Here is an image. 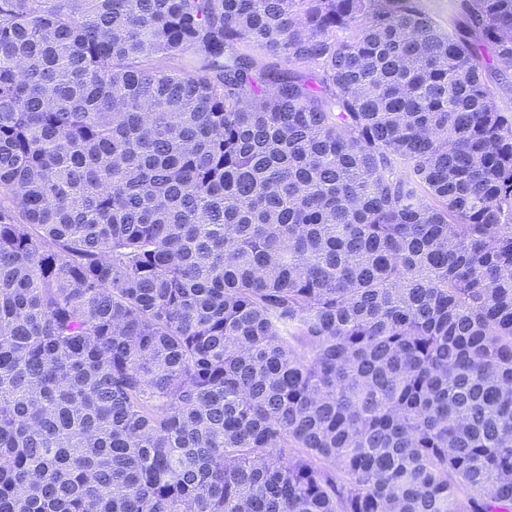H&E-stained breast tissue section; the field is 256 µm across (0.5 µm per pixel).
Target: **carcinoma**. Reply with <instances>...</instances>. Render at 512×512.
Returning <instances> with one entry per match:
<instances>
[{
  "instance_id": "obj_1",
  "label": "carcinoma",
  "mask_w": 512,
  "mask_h": 512,
  "mask_svg": "<svg viewBox=\"0 0 512 512\" xmlns=\"http://www.w3.org/2000/svg\"><path fill=\"white\" fill-rule=\"evenodd\" d=\"M0 0V512H512V0Z\"/></svg>"
}]
</instances>
